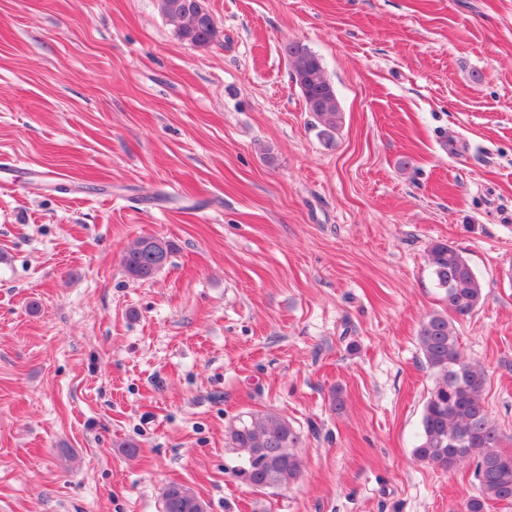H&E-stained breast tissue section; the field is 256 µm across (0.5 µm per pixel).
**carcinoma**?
Instances as JSON below:
<instances>
[{"mask_svg":"<svg viewBox=\"0 0 512 512\" xmlns=\"http://www.w3.org/2000/svg\"><path fill=\"white\" fill-rule=\"evenodd\" d=\"M162 14L185 42L204 47L218 36L214 23L198 18V0H160ZM292 81L299 88L306 110L331 139L342 116L336 92L321 58L304 44L283 45ZM173 251L159 237L138 239L122 256V266L133 280L154 276ZM428 261L437 285L444 290L446 307L422 324L418 343L436 382L427 398L414 457L442 473L473 469L478 494L464 504L465 512H486L488 503L512 501V453L501 448L483 398L484 370L465 361L458 349L452 319L466 317L481 304L482 285L466 257L445 242L433 244ZM300 430L287 419L267 411L239 420L228 436L239 451L238 474L257 488H282L296 482L304 462ZM162 512H207L206 503L189 487L171 483L162 493Z\"/></svg>","mask_w":512,"mask_h":512,"instance_id":"1","label":"carcinoma"}]
</instances>
